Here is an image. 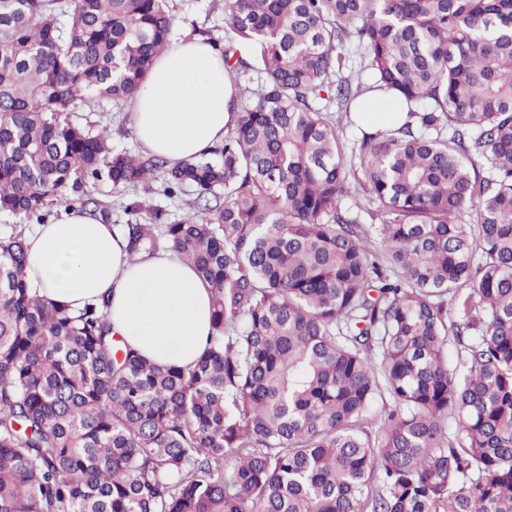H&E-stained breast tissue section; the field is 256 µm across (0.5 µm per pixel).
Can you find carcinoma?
<instances>
[{"label": "carcinoma", "instance_id": "cac0c4a2", "mask_svg": "<svg viewBox=\"0 0 512 512\" xmlns=\"http://www.w3.org/2000/svg\"><path fill=\"white\" fill-rule=\"evenodd\" d=\"M171 11L0 0V212L190 190L192 216L132 201L120 233L213 306L195 364H160L107 299L33 292L24 230L1 237L0 512H512V0H224V70L256 85L176 166L68 113L133 99ZM368 91L408 120L354 122Z\"/></svg>", "mask_w": 512, "mask_h": 512}]
</instances>
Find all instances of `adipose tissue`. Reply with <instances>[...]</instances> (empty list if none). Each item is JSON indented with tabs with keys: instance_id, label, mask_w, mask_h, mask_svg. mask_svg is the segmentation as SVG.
<instances>
[{
	"instance_id": "1",
	"label": "adipose tissue",
	"mask_w": 512,
	"mask_h": 512,
	"mask_svg": "<svg viewBox=\"0 0 512 512\" xmlns=\"http://www.w3.org/2000/svg\"><path fill=\"white\" fill-rule=\"evenodd\" d=\"M237 109L220 50L186 34L155 59L132 121L144 149L175 165L221 143ZM26 243V279L41 296L73 309L108 298L113 330L142 356L181 367L200 356L211 291L175 252L130 259L112 225L75 206L36 226Z\"/></svg>"
}]
</instances>
